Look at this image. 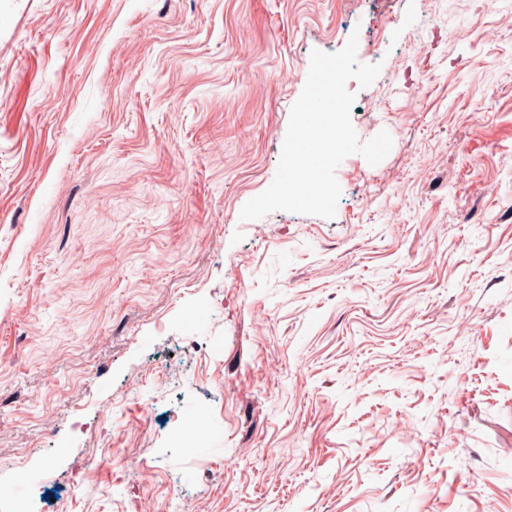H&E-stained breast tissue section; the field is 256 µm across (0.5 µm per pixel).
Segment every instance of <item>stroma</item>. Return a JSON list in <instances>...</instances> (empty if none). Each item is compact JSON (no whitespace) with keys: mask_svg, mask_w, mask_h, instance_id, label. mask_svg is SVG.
<instances>
[{"mask_svg":"<svg viewBox=\"0 0 512 512\" xmlns=\"http://www.w3.org/2000/svg\"><path fill=\"white\" fill-rule=\"evenodd\" d=\"M354 33L391 150L241 220ZM148 472L154 512H512V0H0V512Z\"/></svg>","mask_w":512,"mask_h":512,"instance_id":"stroma-1","label":"stroma"}]
</instances>
